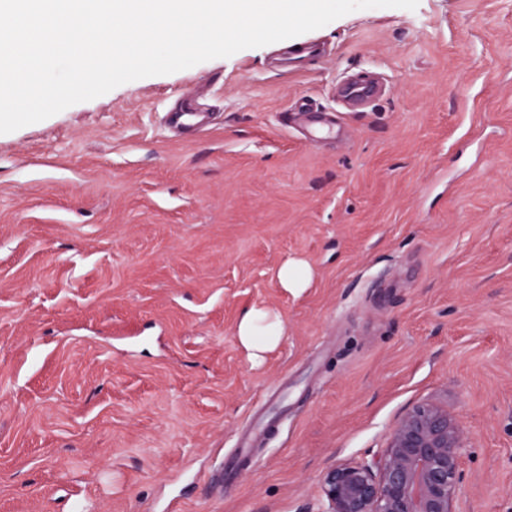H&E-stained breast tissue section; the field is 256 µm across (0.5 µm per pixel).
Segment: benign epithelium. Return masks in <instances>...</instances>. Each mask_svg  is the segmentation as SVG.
Masks as SVG:
<instances>
[{"label": "benign epithelium", "mask_w": 512, "mask_h": 512, "mask_svg": "<svg viewBox=\"0 0 512 512\" xmlns=\"http://www.w3.org/2000/svg\"><path fill=\"white\" fill-rule=\"evenodd\" d=\"M462 448L448 408L417 406L398 421L379 462L325 472L317 512H455Z\"/></svg>", "instance_id": "benign-epithelium-1"}]
</instances>
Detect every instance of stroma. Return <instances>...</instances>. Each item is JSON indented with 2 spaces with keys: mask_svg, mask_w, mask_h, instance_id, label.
Wrapping results in <instances>:
<instances>
[{
  "mask_svg": "<svg viewBox=\"0 0 512 512\" xmlns=\"http://www.w3.org/2000/svg\"><path fill=\"white\" fill-rule=\"evenodd\" d=\"M189 96L213 121L173 135ZM253 306L286 327L258 366ZM426 402L456 512H512V0L357 10L0 134V512H316ZM278 280L285 291L297 296L308 287L311 271L302 261H288L280 268Z\"/></svg>",
  "mask_w": 512,
  "mask_h": 512,
  "instance_id": "obj_1",
  "label": "stroma"
}]
</instances>
